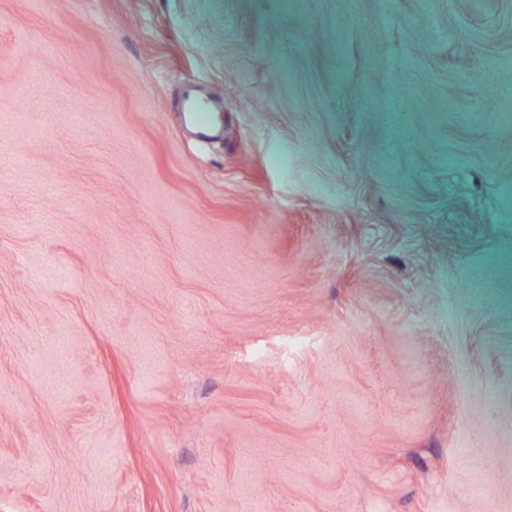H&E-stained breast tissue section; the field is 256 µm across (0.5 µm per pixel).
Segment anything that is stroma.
Here are the masks:
<instances>
[{"label":"stroma","instance_id":"stroma-1","mask_svg":"<svg viewBox=\"0 0 512 512\" xmlns=\"http://www.w3.org/2000/svg\"><path fill=\"white\" fill-rule=\"evenodd\" d=\"M0 512H512V0H0ZM183 112L188 113L190 122L200 130H206L212 123L211 112H215L212 106H209L205 100H199L194 91L186 94Z\"/></svg>","mask_w":512,"mask_h":512}]
</instances>
